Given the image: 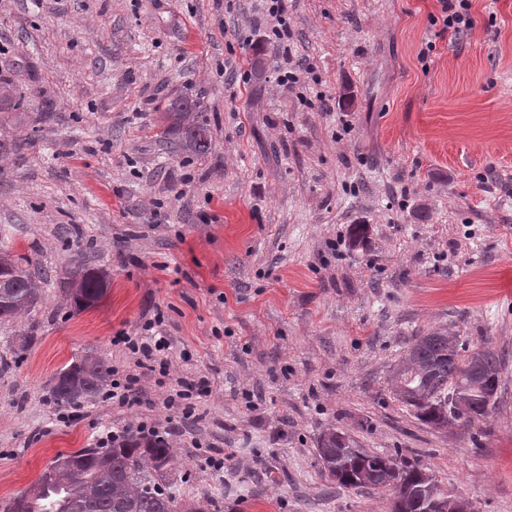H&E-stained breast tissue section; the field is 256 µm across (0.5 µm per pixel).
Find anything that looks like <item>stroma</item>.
Instances as JSON below:
<instances>
[{"mask_svg": "<svg viewBox=\"0 0 512 512\" xmlns=\"http://www.w3.org/2000/svg\"><path fill=\"white\" fill-rule=\"evenodd\" d=\"M0 0V247L42 298L0 319V505L102 430L165 424L179 379L206 381L167 481L205 512H390L331 481L328 429L425 469L472 512H512V0ZM310 69L297 82L278 73ZM199 101L212 143L174 150L159 113ZM109 287L75 309L76 264ZM163 312L172 365L132 408L58 422L54 374ZM445 329L503 360L485 419L438 431L389 373ZM201 448H193V441ZM233 448L223 470L204 448ZM441 4V15L431 16L434 25L442 24L443 30H450L454 35H461L470 31L474 20L470 13V0H438Z\"/></svg>", "mask_w": 512, "mask_h": 512, "instance_id": "1", "label": "stroma"}]
</instances>
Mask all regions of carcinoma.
Here are the masks:
<instances>
[{
    "mask_svg": "<svg viewBox=\"0 0 512 512\" xmlns=\"http://www.w3.org/2000/svg\"><path fill=\"white\" fill-rule=\"evenodd\" d=\"M196 104L176 96L160 115L167 134H184L181 150L199 155L211 146L208 128L194 121ZM75 307L94 305L108 288L106 273L78 265L67 277ZM39 286L32 272L0 251V300L9 301L0 319L38 303ZM501 364L487 347L462 355L457 337L434 331L413 338L391 379L397 397L418 419L445 429L461 419L471 423L495 405ZM110 369L89 351L54 377L50 396L59 407L93 401ZM319 460L336 483L350 488H386L397 495L391 512H453L456 495L424 469L372 452L343 432L329 431L317 442ZM170 462L169 448L137 437L110 448H81L60 454L41 474L31 493L9 499L4 512H179V502L159 482Z\"/></svg>",
    "mask_w": 512,
    "mask_h": 512,
    "instance_id": "cac0c4a2",
    "label": "carcinoma"
}]
</instances>
